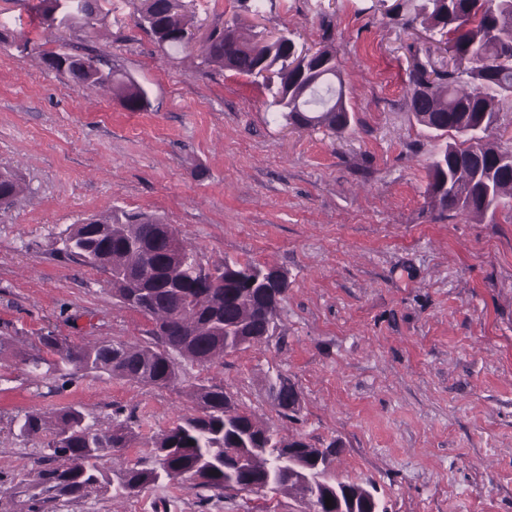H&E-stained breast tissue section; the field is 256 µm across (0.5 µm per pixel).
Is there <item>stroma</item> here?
Segmentation results:
<instances>
[{"mask_svg": "<svg viewBox=\"0 0 512 512\" xmlns=\"http://www.w3.org/2000/svg\"><path fill=\"white\" fill-rule=\"evenodd\" d=\"M39 0H0V167L24 194L0 208V512H28L50 432L17 434L27 412L82 411L106 430L132 419L150 439L193 413V388L223 386L280 433L338 440L336 480L375 485L388 512H512V208L443 212L427 193L438 146L410 110L416 51L431 46L366 11L365 0H193L198 25L235 16L336 49L355 119L342 134L285 125L268 92L194 56L166 55L141 30L137 0H103L93 28L44 25ZM24 35L28 49L12 38ZM109 61L148 93L126 111L48 68L51 52ZM123 209L160 215L204 267L254 262L288 274L277 333L223 363L183 365L167 388L75 372L64 390L26 358L47 333L74 344H142L147 319L107 274L60 258L71 225ZM300 393L297 422L273 408L269 374ZM59 512H309L285 494H199L161 482L132 495L104 486Z\"/></svg>", "mask_w": 512, "mask_h": 512, "instance_id": "35a3bbf8", "label": "stroma"}]
</instances>
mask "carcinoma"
<instances>
[{
  "instance_id": "1",
  "label": "carcinoma",
  "mask_w": 512,
  "mask_h": 512,
  "mask_svg": "<svg viewBox=\"0 0 512 512\" xmlns=\"http://www.w3.org/2000/svg\"><path fill=\"white\" fill-rule=\"evenodd\" d=\"M379 11L403 25L420 22L440 36L452 53L453 67L437 70L430 60L414 58L407 95L417 122L435 133L452 136L439 145L428 168V194L441 210L458 209L474 216L497 210L512 191V149L488 141L499 102L512 96V0H371ZM42 20L56 26H90L100 14L99 0H40ZM140 25L162 49L197 53L199 65L245 76L269 93V106L287 125L325 128L336 133L353 120L343 92L336 51L317 49L304 61L293 39L270 41L263 30L238 21L214 25L206 42L195 41L186 0H139ZM45 64L65 72L82 89L115 88L122 106L141 112L146 90L122 80L97 56L54 53ZM24 191L9 169H0V201L10 206ZM57 253L109 275L113 290L128 308L151 323L147 341L129 345L106 338L74 345L53 335L41 343L58 356L54 371L70 367L159 388L175 384L181 363L204 366L244 346L267 344L276 335L280 305L288 292L286 272L251 262L224 261L207 275L197 254L171 224L145 212L114 211L92 224H74L60 239ZM268 396L278 415L299 412L300 395L281 373L268 379ZM194 413L180 416L151 439L150 460L120 470L115 491L139 493L162 481H191L206 491L249 490L262 496L288 492L316 512L326 506L331 486L347 499L359 492L356 512H387L375 486L338 482L332 465L341 450L336 441L321 448L296 436L282 435L244 410L219 385L201 384L193 391ZM48 442L51 454L39 471L41 498L33 508L90 497L106 482L92 460L120 457L137 439L128 421L106 432L85 423L75 408L60 409ZM40 412L18 422L22 437L39 434L47 425ZM301 448L306 467L288 463V449Z\"/></svg>"
}]
</instances>
